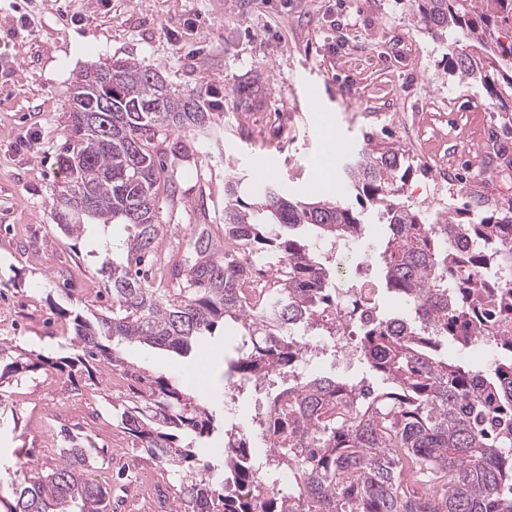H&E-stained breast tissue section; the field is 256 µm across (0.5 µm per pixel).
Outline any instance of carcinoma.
<instances>
[{
	"label": "carcinoma",
	"instance_id": "carcinoma-1",
	"mask_svg": "<svg viewBox=\"0 0 512 512\" xmlns=\"http://www.w3.org/2000/svg\"><path fill=\"white\" fill-rule=\"evenodd\" d=\"M416 21L455 34L448 70L481 85L491 105L512 120V0H414ZM120 77L112 88V137L87 128L70 96V135L59 154L64 181L52 206L58 228L81 237L88 224H123L122 259L109 256L102 236L97 269L112 306L106 313L62 311L72 319V356L53 360L0 342V387L44 370L72 391L100 385L105 369L130 380L119 404L118 424L137 448L177 476L170 512H512V281L488 276L512 272V205L480 209L465 222L456 208L430 213L398 201L405 179L398 149H362L342 167L355 202H307L265 188L247 201L239 182L224 185V260L199 257L188 243L167 270L168 287L153 283L152 258L163 232L162 203L173 202L176 183L163 176L178 159L168 134L208 131L213 113L195 95L162 92L160 73L117 58L83 70ZM93 208L77 216L83 191ZM390 225L376 255L388 293L410 303L404 316L379 311L375 294L340 295L316 242H360L364 213ZM311 239L296 234L302 227ZM241 253L275 257L285 264L263 304L250 301ZM234 323L251 347L237 350L228 373L257 384L281 375L259 429L267 465L288 475V492L275 489L271 473L254 460L244 434L225 433L228 477L215 489L211 465L193 440L217 429L206 405L193 401L167 378L137 370L118 349L124 341L187 354L218 323ZM356 337V351L370 376L295 379L300 337ZM480 340L510 357L489 370H473L441 356ZM68 447L53 462L38 464L30 451L13 464L23 482L0 495L6 512H116L112 487L90 476V435H67Z\"/></svg>",
	"mask_w": 512,
	"mask_h": 512
}]
</instances>
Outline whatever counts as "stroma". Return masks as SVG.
Listing matches in <instances>:
<instances>
[{"instance_id": "35a3bbf8", "label": "stroma", "mask_w": 512, "mask_h": 512, "mask_svg": "<svg viewBox=\"0 0 512 512\" xmlns=\"http://www.w3.org/2000/svg\"><path fill=\"white\" fill-rule=\"evenodd\" d=\"M415 8L414 0H0V339L68 356L69 323L57 309L101 312L111 304L91 254L95 237L62 234L51 208L63 180L57 156L72 85L85 67L113 57L157 69L218 115L211 131L169 135L186 156L170 170L179 193L163 208L161 259L201 232L223 239L225 180H241L249 197L267 185L296 199L325 197L312 162L330 126L345 132L348 156L402 148L409 171L400 199L412 208H462L475 191L511 202L512 132L480 85L449 74L453 35L424 29ZM312 88L316 112L307 105ZM436 146L456 167L454 189L438 186ZM235 336L228 322L207 341L214 386L204 402L219 427L213 448L223 447L225 431L246 425L236 413L242 397L224 392ZM123 354L180 385L197 360L139 343L125 344ZM46 384L37 371L10 386L0 410L2 484L16 479L15 450L44 460L64 445L37 416ZM80 396L101 427L98 447L137 456L144 483L158 477L156 461L113 418L119 391L104 385Z\"/></svg>"}]
</instances>
